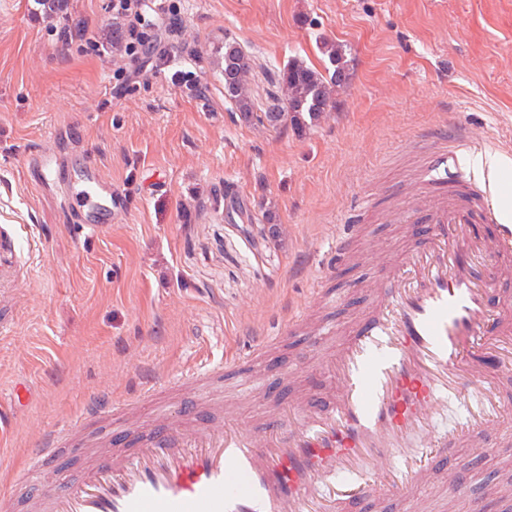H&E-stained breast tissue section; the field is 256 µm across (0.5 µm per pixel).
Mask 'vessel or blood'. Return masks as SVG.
<instances>
[{"label": "vessel or blood", "mask_w": 512, "mask_h": 512, "mask_svg": "<svg viewBox=\"0 0 512 512\" xmlns=\"http://www.w3.org/2000/svg\"><path fill=\"white\" fill-rule=\"evenodd\" d=\"M460 134L441 123L411 138L433 154L397 208L417 230L385 266L329 380L310 384L306 402L250 432L195 413L154 424L124 447L84 451L76 479H44L69 434L49 432L18 475L35 491V512H354L366 499L405 501L426 457L474 435L483 437L476 453L496 447L512 405L487 357L512 335V309L494 306L512 288V226L500 223L487 192L457 173L431 177ZM37 168L72 209L76 193L55 158L41 152ZM79 194L93 203L80 229L109 226L119 197L93 162ZM15 257L14 237L0 232V283ZM452 403L467 414L448 429L440 420Z\"/></svg>", "instance_id": "1"}]
</instances>
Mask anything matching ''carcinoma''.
Instances as JSON below:
<instances>
[{
  "mask_svg": "<svg viewBox=\"0 0 512 512\" xmlns=\"http://www.w3.org/2000/svg\"><path fill=\"white\" fill-rule=\"evenodd\" d=\"M321 49L329 58L333 71L323 75L298 60L289 62L282 70L287 97L284 103L273 105L265 113L270 126H277L287 116L295 130H305L332 105L333 88L348 82L350 68L342 48L334 42L324 41ZM219 62L228 101L242 117L249 118L253 114V102L246 77L252 65V55L235 39L228 37L224 39Z\"/></svg>",
  "mask_w": 512,
  "mask_h": 512,
  "instance_id": "1",
  "label": "carcinoma"
}]
</instances>
